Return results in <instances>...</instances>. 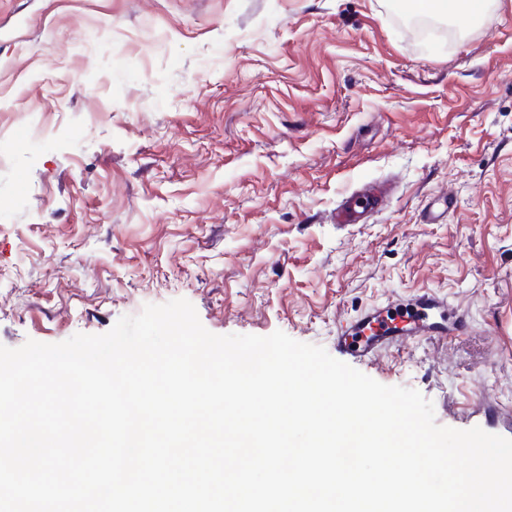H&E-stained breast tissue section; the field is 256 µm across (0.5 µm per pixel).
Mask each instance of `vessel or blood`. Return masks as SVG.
<instances>
[{
	"mask_svg": "<svg viewBox=\"0 0 512 512\" xmlns=\"http://www.w3.org/2000/svg\"><path fill=\"white\" fill-rule=\"evenodd\" d=\"M393 193L390 181L368 182L343 197L333 214L335 224L349 226L367 223L381 210ZM419 312L413 316L401 315L400 305L371 309L356 319L340 324L336 329V350L343 357L369 360L393 347L406 344L409 339L442 329L445 308L430 294L418 301ZM472 417L482 419L492 433L512 438V406L492 399L475 406Z\"/></svg>",
	"mask_w": 512,
	"mask_h": 512,
	"instance_id": "vessel-or-blood-1",
	"label": "vessel or blood"
}]
</instances>
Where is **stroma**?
<instances>
[{"mask_svg":"<svg viewBox=\"0 0 512 512\" xmlns=\"http://www.w3.org/2000/svg\"><path fill=\"white\" fill-rule=\"evenodd\" d=\"M443 26L396 0H0V344L184 298L332 354L338 322L428 291L466 329L360 371L442 426L512 403V0ZM374 179L388 207L331 224Z\"/></svg>","mask_w":512,"mask_h":512,"instance_id":"obj_1","label":"stroma"}]
</instances>
